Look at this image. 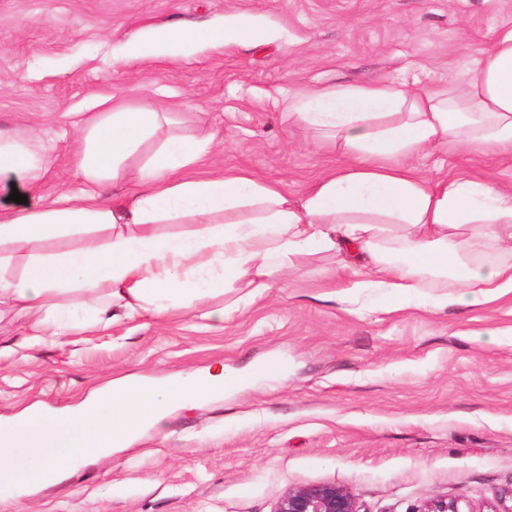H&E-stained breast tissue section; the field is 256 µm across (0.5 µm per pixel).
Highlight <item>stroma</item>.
<instances>
[{"label":"stroma","instance_id":"stroma-1","mask_svg":"<svg viewBox=\"0 0 512 512\" xmlns=\"http://www.w3.org/2000/svg\"><path fill=\"white\" fill-rule=\"evenodd\" d=\"M240 14L269 21L271 41L172 61L105 68L126 41L168 22ZM512 0H0V132L38 131L45 190L77 194V123L101 99L164 107L172 129L214 134L189 169L284 182L302 195L340 157L283 114L277 92L396 78L461 80L503 30ZM433 175L475 174L512 190V158L436 153ZM241 307L225 292L223 325L185 311L126 321L89 339L21 348L30 317L0 318V418L61 411L126 376L162 379L217 367L239 390L167 411L127 447L68 469L60 482L0 512H275L288 489L353 491L361 512H421L459 498L471 512L512 487V296L476 307L386 309L368 291L345 302L353 274L327 254ZM274 358L276 379L257 369Z\"/></svg>","mask_w":512,"mask_h":512}]
</instances>
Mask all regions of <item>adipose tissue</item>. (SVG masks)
<instances>
[{"mask_svg":"<svg viewBox=\"0 0 512 512\" xmlns=\"http://www.w3.org/2000/svg\"><path fill=\"white\" fill-rule=\"evenodd\" d=\"M271 36L237 17L210 27L171 22L110 62L259 46ZM285 101L289 121L344 160L295 200L282 180L245 169L192 178L212 137L162 134L168 114L151 104L119 102L86 121L73 175L89 194H42L48 161L36 136L0 134V177L27 198L0 207V306L30 316L28 342L193 308L220 325L231 314L215 303L225 290L245 285L254 301L295 258L319 253L366 255L346 291L383 289L392 311L428 282L441 290L438 309L512 295V194L416 165L448 149L512 156V29L461 82L309 88ZM164 224L179 233L161 232Z\"/></svg>","mask_w":512,"mask_h":512,"instance_id":"1","label":"adipose tissue"}]
</instances>
